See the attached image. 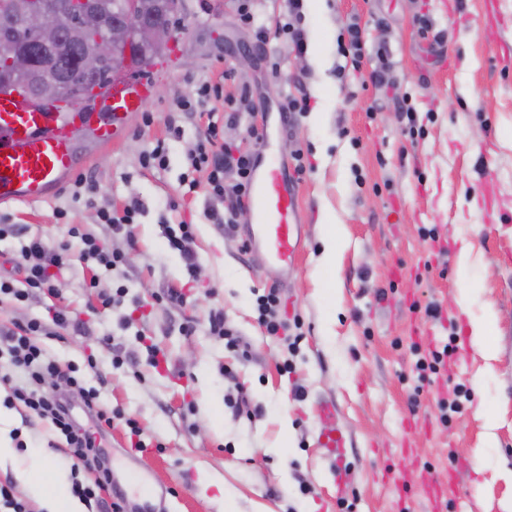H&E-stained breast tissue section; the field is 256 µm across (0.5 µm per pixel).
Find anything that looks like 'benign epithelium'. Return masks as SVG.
<instances>
[{"label": "benign epithelium", "mask_w": 512, "mask_h": 512, "mask_svg": "<svg viewBox=\"0 0 512 512\" xmlns=\"http://www.w3.org/2000/svg\"><path fill=\"white\" fill-rule=\"evenodd\" d=\"M167 5L169 21L152 23L146 17L151 0H123L121 21L112 24L92 11L88 0H61L55 9L29 0L21 13L20 33L9 32L0 37V65L17 73L29 72L33 58L17 50L18 36L49 45L65 26L72 42H90L94 47L93 57L86 62V69L92 75L73 88L74 100L93 109H104L105 101L94 93L96 85L108 81L132 82L136 77L134 59L141 51L153 47L169 52L177 43L173 19L184 10V0H168ZM62 92V85L48 73L30 96L37 104L45 106L54 103Z\"/></svg>", "instance_id": "obj_1"}]
</instances>
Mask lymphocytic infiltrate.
Listing matches in <instances>:
<instances>
[{
  "label": "lymphocytic infiltrate",
  "mask_w": 512,
  "mask_h": 512,
  "mask_svg": "<svg viewBox=\"0 0 512 512\" xmlns=\"http://www.w3.org/2000/svg\"><path fill=\"white\" fill-rule=\"evenodd\" d=\"M226 104L228 111L223 122L230 125L239 123L242 115H250L258 110L251 90L246 87L241 88L238 95L228 97ZM220 123L213 120L208 122L204 132L205 142L190 154L189 161L193 168H208L212 194L224 205L223 210H210L208 216L231 234L236 230L238 212L249 194L257 158L240 152L233 143L219 142ZM71 259L67 248L51 250L41 239L29 240L12 257L13 264L26 273L24 287H16L11 280L0 278V296L7 295L23 301L28 298L30 289H54L59 275L70 265ZM257 311L258 322L268 335L280 337L287 334L290 321L286 301L279 289L271 288L260 295ZM82 325L78 316L58 311L47 322L33 319L19 329L0 330V359H6L11 368L23 370L29 377L28 388L13 389V399L48 420L65 438L71 468L75 471L98 461L101 450L96 432L77 425L66 404L54 393L44 391L45 382L57 376L64 377L67 385L84 398L86 408L96 422H108L109 416L97 404L96 389L85 387L75 371L61 373L55 362L45 360L36 339L48 334L53 327L78 329Z\"/></svg>",
  "instance_id": "1"
}]
</instances>
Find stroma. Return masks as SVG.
<instances>
[{"label":"stroma","mask_w":512,"mask_h":512,"mask_svg":"<svg viewBox=\"0 0 512 512\" xmlns=\"http://www.w3.org/2000/svg\"><path fill=\"white\" fill-rule=\"evenodd\" d=\"M237 4L185 0L175 50L193 67L151 70L149 80L164 92L131 114L112 144L80 134L74 173L43 201L0 204V217L23 230L0 237V277L24 279L10 262L24 237L79 252L73 224L124 256L114 272L73 261L53 292L32 291L22 303L0 297V325L60 309L85 321L81 332L39 343L59 365L81 368L100 406L120 411L98 440L125 512H224L228 495L236 512H503L502 501L512 499L502 478L512 471V0L492 23L485 0H303L301 57L282 33L256 43L237 21ZM421 12L432 25L427 36L414 22ZM353 20L368 50H386L395 75L389 90L354 71L338 73L336 36ZM272 60L280 64L275 75ZM204 81L227 96L249 87L260 101L255 125L270 134L271 147L262 150L244 128H226L241 152L289 171L294 153L304 155L296 181L301 251L289 274L263 250L243 249L248 221L238 219L228 237L207 217L208 172L189 171L186 157L208 116L175 109ZM271 86L277 94H268ZM298 92L310 109L281 126L279 104ZM173 124L180 136L170 135ZM160 140L165 167L143 166L142 154ZM85 178L96 185L92 206L79 195ZM134 200L141 212L131 247L97 210L120 213ZM173 200L178 209H170ZM182 222L195 228L192 271L164 231ZM429 229L440 248L431 247ZM331 236L339 259L327 268L319 259ZM465 247L472 254L464 265ZM273 284L301 321L292 351L256 321L255 300ZM120 289L126 301L101 306L100 295ZM175 292L182 303L164 302ZM416 300L437 304L441 318H421L410 308ZM213 311L223 313L246 355L210 332ZM486 317L479 353L469 322ZM452 336L458 352L435 385H463L471 398L444 423L434 393L423 392L415 407L410 396L418 348ZM151 347L166 365L148 364ZM90 353L93 370L85 366ZM117 353L123 364H113ZM25 383L16 373L0 384V414L24 443L0 462V483H12L30 512H43L20 472L42 466L50 495L53 475L71 468L49 423L23 405L4 406L11 386ZM325 402L336 407L334 421L319 413ZM129 418L145 451L130 446ZM333 423L347 436L340 463L317 442Z\"/></svg>","instance_id":"stroma-1"}]
</instances>
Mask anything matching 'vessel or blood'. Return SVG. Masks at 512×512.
I'll list each match as a JSON object with an SVG mask.
<instances>
[{"label": "vessel or blood", "instance_id": "obj_1", "mask_svg": "<svg viewBox=\"0 0 512 512\" xmlns=\"http://www.w3.org/2000/svg\"><path fill=\"white\" fill-rule=\"evenodd\" d=\"M151 95L147 82L111 87L105 91L108 111L89 114L68 103L42 112L19 91L0 94V203L46 198L76 167L78 130H88L99 144H110L125 133L128 114L140 111ZM295 196L294 183L281 167L255 172L249 193L254 217L249 241L283 269L292 265L299 247ZM318 442L327 455L338 457L346 437L333 426Z\"/></svg>", "mask_w": 512, "mask_h": 512}]
</instances>
